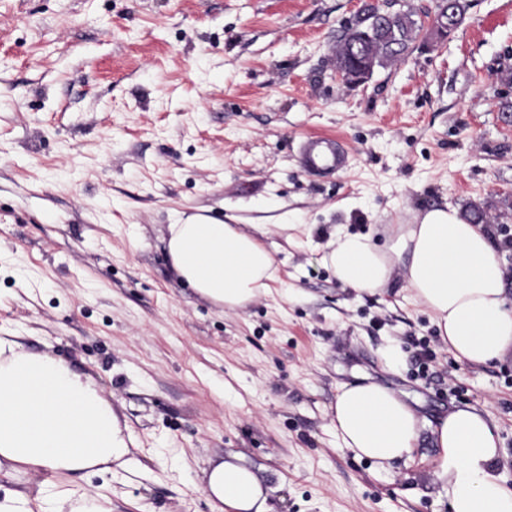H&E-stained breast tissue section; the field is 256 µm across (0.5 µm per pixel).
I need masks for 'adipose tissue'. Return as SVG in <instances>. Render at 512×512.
<instances>
[{"label":"adipose tissue","instance_id":"obj_1","mask_svg":"<svg viewBox=\"0 0 512 512\" xmlns=\"http://www.w3.org/2000/svg\"><path fill=\"white\" fill-rule=\"evenodd\" d=\"M167 249L180 279L225 309L244 308L278 280L276 258L237 224L188 220L169 227ZM324 264L345 287L376 293L401 274L404 288L458 360L488 364L512 352L508 271L482 227L455 208L426 211L414 224H394L384 245L371 234L338 231ZM336 447L390 471L411 459L421 421L398 394L375 384L341 386L328 412ZM432 481L448 512H512V487L499 474L497 427L476 409H456L432 430ZM47 473L36 494L8 490L0 512H112L110 498L57 492L53 479L84 472L130 470L133 460L109 401L65 362L23 351L0 336V469ZM212 512H268L270 490L246 466L225 461L207 476Z\"/></svg>","mask_w":512,"mask_h":512}]
</instances>
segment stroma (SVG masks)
I'll return each mask as SVG.
<instances>
[{
  "label": "stroma",
  "instance_id": "1",
  "mask_svg": "<svg viewBox=\"0 0 512 512\" xmlns=\"http://www.w3.org/2000/svg\"><path fill=\"white\" fill-rule=\"evenodd\" d=\"M469 3L452 38L421 31L347 88L333 51L353 0H0V336L103 389L136 461L64 488L112 512H210L207 471L238 459L275 512H448L430 426L467 406L497 425L512 485V354L457 360L400 276L358 293L322 262L334 228L381 241L431 208L512 226V86L496 78L512 0ZM309 136L348 167L306 176ZM189 216L271 226L279 282L236 313L185 287L165 241ZM363 381L426 422L388 475L328 427L339 387Z\"/></svg>",
  "mask_w": 512,
  "mask_h": 512
}]
</instances>
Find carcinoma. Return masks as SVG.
I'll use <instances>...</instances> for the list:
<instances>
[{
	"label": "carcinoma",
	"mask_w": 512,
	"mask_h": 512,
	"mask_svg": "<svg viewBox=\"0 0 512 512\" xmlns=\"http://www.w3.org/2000/svg\"><path fill=\"white\" fill-rule=\"evenodd\" d=\"M468 8L467 0H452L448 24L459 28L464 23ZM420 29L417 20L407 13L397 18L391 34L380 37L372 33V17L367 15L358 21L357 30H348L341 37L342 49L350 56L365 54L382 66L407 56ZM461 218L468 224H487L490 216L483 207L470 205L461 213Z\"/></svg>",
	"instance_id": "1"
}]
</instances>
